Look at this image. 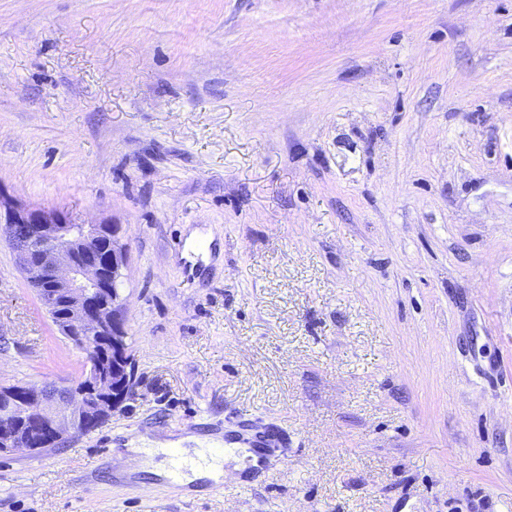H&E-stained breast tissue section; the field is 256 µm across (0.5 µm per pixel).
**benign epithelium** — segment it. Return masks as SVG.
Wrapping results in <instances>:
<instances>
[{"label": "benign epithelium", "mask_w": 512, "mask_h": 512, "mask_svg": "<svg viewBox=\"0 0 512 512\" xmlns=\"http://www.w3.org/2000/svg\"><path fill=\"white\" fill-rule=\"evenodd\" d=\"M121 231L108 219L87 226L56 208L15 203L0 189V233L60 335L84 354L75 379L0 387V455L40 451L46 439L59 444L86 433L135 395Z\"/></svg>", "instance_id": "obj_1"}]
</instances>
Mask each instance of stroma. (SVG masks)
Returning a JSON list of instances; mask_svg holds the SVG:
<instances>
[{
  "label": "stroma",
  "mask_w": 512,
  "mask_h": 512,
  "mask_svg": "<svg viewBox=\"0 0 512 512\" xmlns=\"http://www.w3.org/2000/svg\"><path fill=\"white\" fill-rule=\"evenodd\" d=\"M0 188L122 224L137 383L0 512H512V0H0ZM83 364L0 240V387ZM140 441L149 448L131 447L128 451L135 455L146 454L153 456L159 452L168 454L170 448H178L180 451V460L182 462V471L175 479L180 486H186L199 479H207L214 483H219L224 477V468L219 458H208L205 455L204 442L195 435L191 434H173L167 433L164 437L148 439L142 437ZM194 444L198 447H188ZM192 451V455L190 452ZM185 471H189L185 472Z\"/></svg>",
  "instance_id": "1"
}]
</instances>
